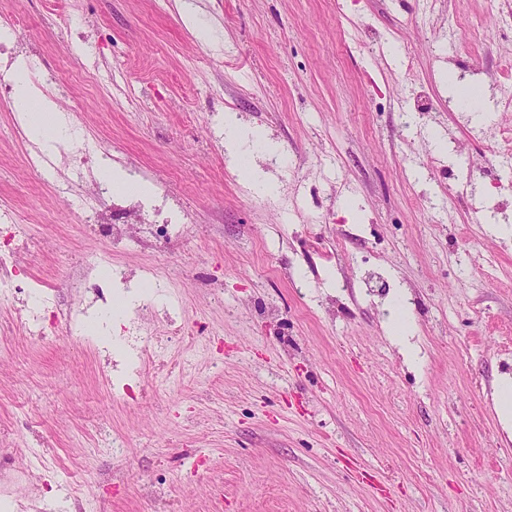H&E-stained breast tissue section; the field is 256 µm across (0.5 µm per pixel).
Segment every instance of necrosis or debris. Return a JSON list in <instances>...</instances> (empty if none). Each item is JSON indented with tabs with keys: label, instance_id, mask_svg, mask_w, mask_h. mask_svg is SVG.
<instances>
[{
	"label": "necrosis or debris",
	"instance_id": "necrosis-or-debris-1",
	"mask_svg": "<svg viewBox=\"0 0 512 512\" xmlns=\"http://www.w3.org/2000/svg\"><path fill=\"white\" fill-rule=\"evenodd\" d=\"M67 158L71 178L58 187L63 198L73 199L83 215L86 228L101 236L111 245L125 243L130 235H137L144 245H160L165 252L180 250L185 241L186 226L166 216L165 203L140 200L120 205L111 200L108 186L102 182H85L84 172L92 157L78 142H70ZM0 241L7 244V251H0V298L20 307L16 324L0 327V334L8 336L21 332L34 343L49 341L56 334L58 325L69 331L81 330L88 310L82 297L91 292L104 297L106 288L130 290L133 283L152 286L154 292H165L167 285L180 279V267L170 265L163 270L145 267L134 275H121L107 281L101 280L98 268L109 266L111 257L104 254L94 261L74 257L65 262V275L61 286H45L27 270L26 260L42 245L34 240L26 225L16 220L12 207L0 208ZM148 303H140L135 317L128 320L122 335L103 334L98 337L100 368L104 379H111L114 351H121L124 359L120 370L123 384L121 397L145 400L147 392L141 386L147 366L164 363L173 344L182 342L187 334L183 324L169 321L164 327L149 328L144 315L150 312Z\"/></svg>",
	"mask_w": 512,
	"mask_h": 512
}]
</instances>
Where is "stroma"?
Wrapping results in <instances>:
<instances>
[{
	"label": "stroma",
	"mask_w": 512,
	"mask_h": 512,
	"mask_svg": "<svg viewBox=\"0 0 512 512\" xmlns=\"http://www.w3.org/2000/svg\"><path fill=\"white\" fill-rule=\"evenodd\" d=\"M194 6L195 28L181 21ZM503 0H0L23 15L30 74L83 75L58 98L70 136L189 214L170 255L186 328L221 330L192 376L131 407L98 353L59 327L7 337L0 424L38 398L50 460L27 492L58 512L70 485L90 512H512V428L494 403L512 377V169L488 148L512 112L449 109V77L500 84L512 57ZM465 21L449 41V16ZM236 113L261 148L229 159L212 124ZM0 111V203L37 226L29 268L52 284L63 255L105 241L24 162ZM276 143L269 154L267 143ZM458 197L438 202L448 185ZM224 291L216 302L213 289ZM402 294L415 358L387 335ZM125 432L123 457L93 453Z\"/></svg>",
	"instance_id": "obj_1"
}]
</instances>
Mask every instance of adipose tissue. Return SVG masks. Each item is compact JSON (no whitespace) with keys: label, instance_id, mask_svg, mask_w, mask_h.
I'll list each match as a JSON object with an SVG mask.
<instances>
[{"label":"adipose tissue","instance_id":"ef3b65f1","mask_svg":"<svg viewBox=\"0 0 512 512\" xmlns=\"http://www.w3.org/2000/svg\"><path fill=\"white\" fill-rule=\"evenodd\" d=\"M13 82L14 104L28 135L44 151L54 150L65 133L64 121L54 103L34 87L24 68H16Z\"/></svg>","mask_w":512,"mask_h":512}]
</instances>
